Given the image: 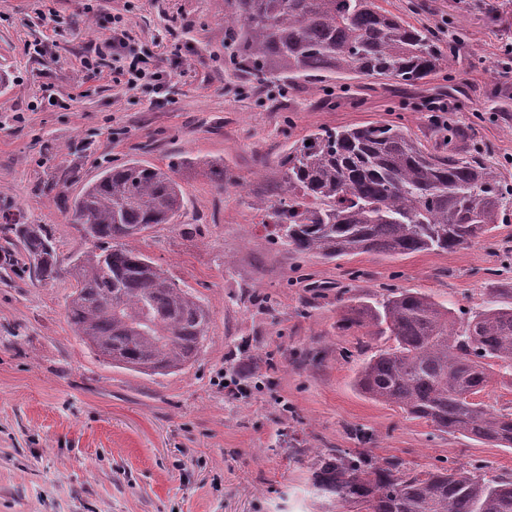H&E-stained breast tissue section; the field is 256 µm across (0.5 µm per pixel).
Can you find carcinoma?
Returning <instances> with one entry per match:
<instances>
[{"instance_id":"obj_1","label":"carcinoma","mask_w":512,"mask_h":512,"mask_svg":"<svg viewBox=\"0 0 512 512\" xmlns=\"http://www.w3.org/2000/svg\"><path fill=\"white\" fill-rule=\"evenodd\" d=\"M224 63L264 81L292 83L350 75L413 86L439 71L448 54L436 33L384 10L376 0H224ZM281 194L257 201L272 239L295 252L338 260L364 253L451 252L512 215V188L479 153L431 152L409 131L385 122L310 132L280 162ZM140 160L104 170L75 198L57 180L48 189L68 204L89 242L73 261L68 317L114 365L150 374L180 370L207 337L210 313L130 245L184 208L174 178ZM38 277L57 273L52 237L38 224H6ZM417 292L350 306L344 328L372 329L393 345L368 359L356 385L437 430L512 447V411L479 394L494 376L512 377V303L461 321ZM313 494L366 512H512V479L330 450L317 456Z\"/></svg>"}]
</instances>
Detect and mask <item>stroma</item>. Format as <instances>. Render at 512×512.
Segmentation results:
<instances>
[{
  "mask_svg": "<svg viewBox=\"0 0 512 512\" xmlns=\"http://www.w3.org/2000/svg\"><path fill=\"white\" fill-rule=\"evenodd\" d=\"M450 41L424 83L321 77L284 88L224 67V0H0V225L42 224L60 275L43 281L0 235V512H353L310 492L315 452L341 449L409 469L477 466L512 476V448L442 433L355 385L384 336L342 328L347 306L389 290L453 314L512 300V222L454 252L395 260L300 255L267 236L256 200L276 198L289 144L320 128L405 126L427 149L448 131L480 147L512 186V0H379ZM153 58L163 90L126 88L79 62L106 35ZM176 164L186 207L135 246L209 309L186 367L149 375L112 366L77 335L68 269L88 243L45 184L78 194L107 166ZM224 167V183L209 167ZM263 364L257 384L224 375Z\"/></svg>",
  "mask_w": 512,
  "mask_h": 512,
  "instance_id": "1",
  "label": "stroma"
}]
</instances>
